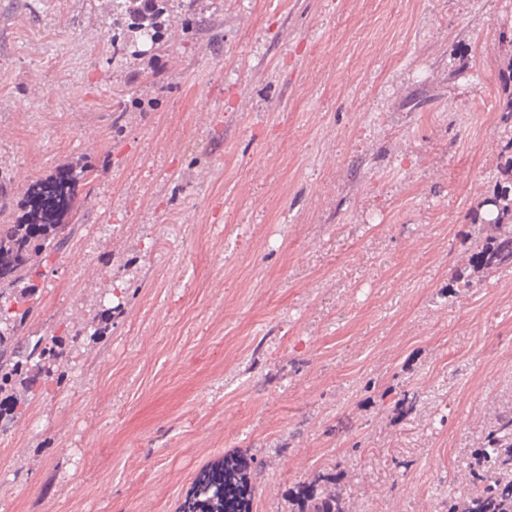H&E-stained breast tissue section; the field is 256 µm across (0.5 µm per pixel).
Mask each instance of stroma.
Wrapping results in <instances>:
<instances>
[{
	"mask_svg": "<svg viewBox=\"0 0 512 512\" xmlns=\"http://www.w3.org/2000/svg\"><path fill=\"white\" fill-rule=\"evenodd\" d=\"M180 2L165 48L120 59L111 0H0V224L95 165L34 259L19 335L76 340L62 386L17 392L0 512H178L235 450L253 512H282L359 437L357 512H442L512 401V267L465 285L512 180V0H197L190 36Z\"/></svg>",
	"mask_w": 512,
	"mask_h": 512,
	"instance_id": "stroma-1",
	"label": "stroma"
}]
</instances>
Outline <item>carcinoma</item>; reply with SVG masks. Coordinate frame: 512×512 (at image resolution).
Returning a JSON list of instances; mask_svg holds the SVG:
<instances>
[{
  "mask_svg": "<svg viewBox=\"0 0 512 512\" xmlns=\"http://www.w3.org/2000/svg\"><path fill=\"white\" fill-rule=\"evenodd\" d=\"M162 9L157 0H120L112 15V48L142 55L160 46ZM91 166L84 163L33 182L26 191V215L14 224H0V300L11 297L16 310L0 304V421L22 415L14 397L17 382L32 391L54 382L46 362L58 356L66 337H20L18 328L33 310L35 287L32 256L62 250L66 229L89 183ZM485 217L472 242L471 264L485 274L512 267V184L499 186L485 199ZM470 483L448 487L445 512H512V406L496 411L481 446L465 464ZM258 470L255 460L231 452L204 468L178 512H252ZM349 469L336 462L315 470L288 488L284 512H354L345 488Z\"/></svg>",
  "mask_w": 512,
  "mask_h": 512,
  "instance_id": "1",
  "label": "carcinoma"
}]
</instances>
